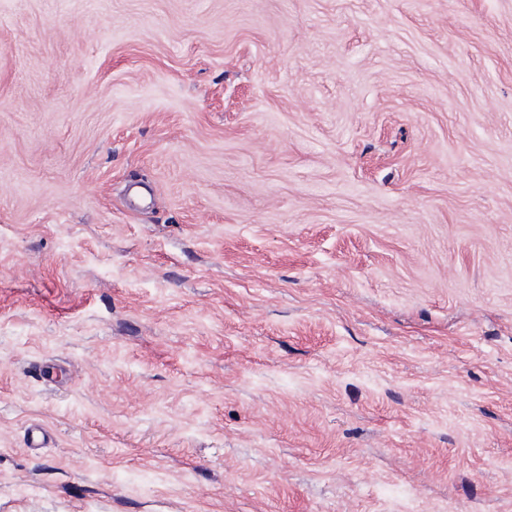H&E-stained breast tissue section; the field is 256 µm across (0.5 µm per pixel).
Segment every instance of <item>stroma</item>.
Returning <instances> with one entry per match:
<instances>
[{"label": "stroma", "instance_id": "stroma-1", "mask_svg": "<svg viewBox=\"0 0 512 512\" xmlns=\"http://www.w3.org/2000/svg\"><path fill=\"white\" fill-rule=\"evenodd\" d=\"M0 512H512V0H0Z\"/></svg>", "mask_w": 512, "mask_h": 512}]
</instances>
